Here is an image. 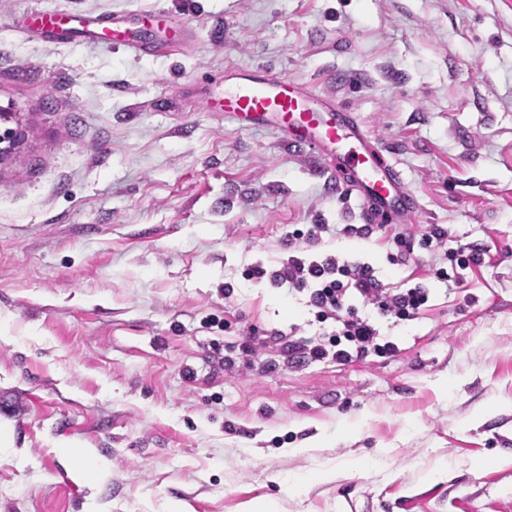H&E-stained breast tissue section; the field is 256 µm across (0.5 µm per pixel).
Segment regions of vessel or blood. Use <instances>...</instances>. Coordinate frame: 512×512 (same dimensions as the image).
Here are the masks:
<instances>
[{"label": "vessel or blood", "mask_w": 512, "mask_h": 512, "mask_svg": "<svg viewBox=\"0 0 512 512\" xmlns=\"http://www.w3.org/2000/svg\"><path fill=\"white\" fill-rule=\"evenodd\" d=\"M165 16L161 9L91 16L38 10L32 20L37 33L48 38L79 30L90 41L108 38L125 50L148 54L180 38L176 32L164 41L156 37L153 24ZM199 97L207 111L223 113L239 128L276 130L294 146L328 158L357 195L366 222L385 217L393 224H410L418 215L420 202L397 166L359 118L334 100L259 65L225 71L220 82L203 81Z\"/></svg>", "instance_id": "1"}]
</instances>
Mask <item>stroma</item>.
Listing matches in <instances>:
<instances>
[{"label":"stroma","mask_w":512,"mask_h":512,"mask_svg":"<svg viewBox=\"0 0 512 512\" xmlns=\"http://www.w3.org/2000/svg\"><path fill=\"white\" fill-rule=\"evenodd\" d=\"M159 7L185 36L151 57L18 25ZM258 64L397 165L421 204L406 265L392 233H337L364 219L334 168L191 92ZM0 110L25 131L0 153V512H512V0H0ZM468 243L490 262L449 287L431 267ZM293 255L422 281L429 306L380 319L390 358L248 360V337L333 330L249 279ZM59 452L73 459L80 467L81 476L90 481H95L100 473L98 461L86 455L85 451L75 446H63Z\"/></svg>","instance_id":"35a3bbf8"}]
</instances>
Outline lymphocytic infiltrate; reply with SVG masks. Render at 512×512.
<instances>
[{
	"label": "lymphocytic infiltrate",
	"mask_w": 512,
	"mask_h": 512,
	"mask_svg": "<svg viewBox=\"0 0 512 512\" xmlns=\"http://www.w3.org/2000/svg\"><path fill=\"white\" fill-rule=\"evenodd\" d=\"M268 276L282 284L307 288L318 320H330L336 325L323 341L289 338L287 354L292 363L329 358L346 364L369 356L395 355L398 346L382 336L376 316L411 321L418 318L429 301L422 284L387 287L374 267L365 263H342L335 259L308 262L292 257L279 270L269 272L258 265L250 273L254 280Z\"/></svg>",
	"instance_id": "obj_1"
}]
</instances>
